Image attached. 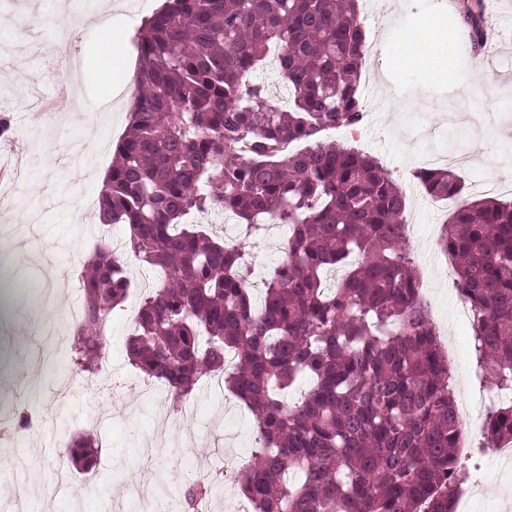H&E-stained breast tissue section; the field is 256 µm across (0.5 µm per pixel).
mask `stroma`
I'll return each instance as SVG.
<instances>
[{"mask_svg": "<svg viewBox=\"0 0 512 512\" xmlns=\"http://www.w3.org/2000/svg\"><path fill=\"white\" fill-rule=\"evenodd\" d=\"M112 2V24L101 28L83 21L99 10L98 0L87 8L72 0L66 22L75 35L64 46L56 34L66 22L53 14L50 0H0V41L14 54L0 64V115L9 119L0 153L23 170L27 184L22 194L12 184L0 188V401L18 400L38 414L21 443L0 454V485H15L29 468L36 490L18 512H112L114 498L140 483L154 491L152 512H169L196 475L193 461L204 459L223 485L216 512H245L234 476L258 446L245 404L223 384L206 380L187 397L191 414L183 416L162 382L143 379L128 363L124 340L155 281L151 269L133 267L134 288L112 316L108 358L94 383L78 376L54 387L20 380L37 331L83 301L81 259L98 236L93 213H80L74 204L99 194L135 92V34L162 4ZM359 19L372 46L360 81L366 117L359 127L329 129L320 137L377 158L403 187L412 258L443 336L456 396L468 399L484 380L475 373L472 326L442 272L446 255L439 245L440 227L455 203L427 196L412 173L426 166L430 150L466 152L469 160L454 170L468 197L483 198L477 185L491 179L495 197L512 200V0H493L488 24L494 36L477 56L448 0H360ZM428 19L453 34L447 66L429 56L422 30ZM106 39L127 55L113 65L110 97L97 70L81 65L82 53ZM282 241L279 224L266 225L251 241L253 300L262 297L264 269L282 259ZM98 410L113 418L97 427L102 448L92 469L94 489L86 490L83 473L74 470L59 489L44 494L56 479L62 446L88 430V415ZM478 466L468 484L471 512H505L512 505V473L487 456Z\"/></svg>", "mask_w": 512, "mask_h": 512, "instance_id": "obj_1", "label": "stroma"}]
</instances>
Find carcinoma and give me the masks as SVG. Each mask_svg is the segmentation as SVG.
Instances as JSON below:
<instances>
[{"label":"carcinoma","mask_w":512,"mask_h":512,"mask_svg":"<svg viewBox=\"0 0 512 512\" xmlns=\"http://www.w3.org/2000/svg\"><path fill=\"white\" fill-rule=\"evenodd\" d=\"M486 12L485 0L459 8L476 55L489 42ZM137 45V93L98 197L102 224H125L130 235L120 255L97 240L79 273L84 315L70 372L96 375L112 312L130 295L129 266L155 268L128 362L164 382L175 403L224 377L260 436L236 477L254 512H453L468 478L461 422L420 298L407 197L375 158L318 139L365 117L358 0H165ZM273 49L293 97L286 110L251 80ZM412 177L430 197L459 201L440 244L473 312L487 387L512 389V200L467 199L450 169ZM216 210L241 220L239 237L185 223ZM263 219L288 225V239L257 308L246 239ZM337 268L339 284L325 288L323 273ZM302 378L309 390L285 402ZM484 430L512 442V403L491 410ZM100 451L83 431L61 456L86 469ZM212 490L206 476L189 480L186 512Z\"/></svg>","instance_id":"obj_1"}]
</instances>
